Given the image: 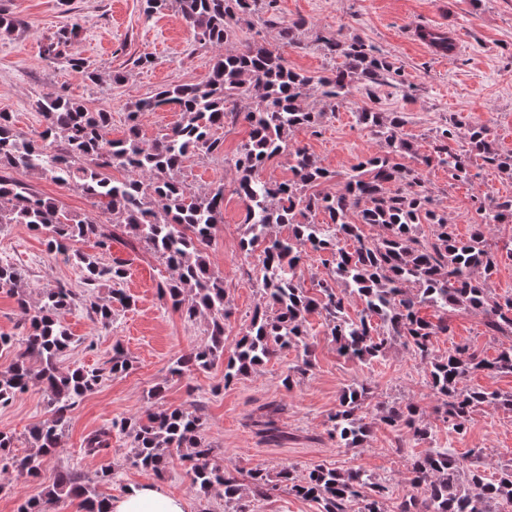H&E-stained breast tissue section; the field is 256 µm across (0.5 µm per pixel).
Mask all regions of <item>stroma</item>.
<instances>
[{
  "label": "stroma",
  "mask_w": 512,
  "mask_h": 512,
  "mask_svg": "<svg viewBox=\"0 0 512 512\" xmlns=\"http://www.w3.org/2000/svg\"><path fill=\"white\" fill-rule=\"evenodd\" d=\"M144 0H0V10L19 19L11 35L0 36V112L10 113L14 127L31 137L43 131L45 122L38 100L64 95L88 109L111 112L110 136L119 139L128 128L133 104L159 89L177 83H202L209 76L214 48L196 42L192 31L175 11L146 17ZM304 21L299 45L284 43L280 30L289 22ZM79 23L80 34L66 49L82 58L85 71L71 70L63 61L45 59L41 47L63 26ZM441 27L449 36H461L459 50L442 59L422 49L410 37L413 27ZM342 33L359 39L400 67L399 85H382L372 94L353 91L332 105L311 96L307 103L323 113L317 130L299 128L290 139L306 147L332 172V179L315 185L320 194H336L348 174L367 157L383 153L385 143L370 127L359 123L357 112L375 103L385 112L404 113L406 136L417 154L430 150L432 131L448 117L462 126H487L496 147L512 154V0H275L252 26H240L239 41H259L279 51L288 66L311 78L325 75L333 66L324 56L319 37ZM148 65H137L139 56ZM121 81H113L114 73ZM249 127L244 121L229 122L217 130L224 143L222 154L194 155L183 164L179 178L193 191L224 189L222 222L207 250L211 268L224 279L226 298L232 308L224 322V353L232 355L237 341L255 310L267 301L256 281L258 259L245 256V206L234 193L236 173L225 164L244 142ZM20 177L38 195L54 200L65 211L100 216L80 190L53 182L37 170ZM424 185L435 207L446 213L459 237H468L479 216L475 198L494 203L512 198V175L481 158H473L471 177L459 182L446 169L424 171ZM112 243L104 261L123 262L127 276L122 283L130 306H115L112 322L102 326L84 309L73 310L65 323L73 343L59 359L60 370L101 368L120 346L129 361L125 372L106 376L87 393L66 425L57 450L43 457L35 478L0 470V512H20L22 504L41 497L58 470H75L94 481L98 497L114 499L133 485L152 481L150 472L132 459V438L113 432L110 448L95 456L83 451L92 432L113 421H135L151 408L149 392L162 386V404L182 407L201 416L203 435L216 452L217 464L228 469L266 468L276 474L282 467L298 473L321 464L338 470L358 469L389 478L393 497L412 493L409 461L432 448H449L457 455L482 448L489 469L512 465V411L494 406L479 407L462 432H454L435 410L434 393L422 365L401 345H394L377 359L363 363L341 356L329 336L324 319L307 316L310 352L291 348L277 353L249 375L225 381L223 362L182 376L171 374L173 361L209 340V318L186 321L181 311L161 300L158 286L172 275L152 250L135 241L124 225L111 227ZM46 236L26 224L0 227V264L10 263L24 271L22 291L37 304L43 288L66 283L80 288L82 272L71 261L46 256ZM447 334L433 340L436 355L444 356L466 344L482 358L495 359L512 345V339L489 335L481 315L452 313ZM310 358L309 373L289 379L292 368ZM368 391L359 411L371 422L372 431L362 446L341 448L329 434V417L345 390L354 383ZM48 396L34 383L8 407L0 408V430L11 432L14 453L32 454L30 432L47 415ZM414 403L431 428L429 439L412 440L409 432L396 431L376 416L382 406ZM269 404L280 405L278 426L287 440L269 442L258 434L256 420ZM104 469L113 470L111 482H96ZM190 463L174 455L161 487L180 496L187 512H224V496L205 493L194 486Z\"/></svg>",
  "instance_id": "35a3bbf8"
}]
</instances>
